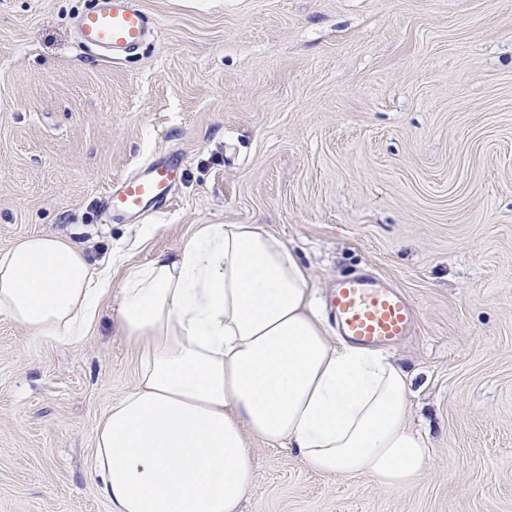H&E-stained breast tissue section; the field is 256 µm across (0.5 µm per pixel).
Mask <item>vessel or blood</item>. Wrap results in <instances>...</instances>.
<instances>
[{
	"label": "vessel or blood",
	"instance_id": "obj_1",
	"mask_svg": "<svg viewBox=\"0 0 512 512\" xmlns=\"http://www.w3.org/2000/svg\"><path fill=\"white\" fill-rule=\"evenodd\" d=\"M77 46L112 62L135 54L158 28L136 0H94L75 20ZM175 165L156 158L117 179L103 198L116 219H140L171 201ZM339 336L364 348H393L412 336L418 316L403 291L370 270L337 279L328 295Z\"/></svg>",
	"mask_w": 512,
	"mask_h": 512
}]
</instances>
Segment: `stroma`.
Segmentation results:
<instances>
[{"label":"stroma","instance_id":"obj_1","mask_svg":"<svg viewBox=\"0 0 512 512\" xmlns=\"http://www.w3.org/2000/svg\"><path fill=\"white\" fill-rule=\"evenodd\" d=\"M89 2L0 0V253L56 233L137 265L262 224L321 310L373 270L418 309L392 353L429 469L389 490L253 437L240 512H512V0H138L159 33L115 63L78 49ZM158 156L172 202L106 222L112 181ZM118 305L74 344L0 316V512H109L94 425L137 361Z\"/></svg>","mask_w":512,"mask_h":512}]
</instances>
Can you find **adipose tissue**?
<instances>
[{
	"label": "adipose tissue",
	"instance_id": "1",
	"mask_svg": "<svg viewBox=\"0 0 512 512\" xmlns=\"http://www.w3.org/2000/svg\"><path fill=\"white\" fill-rule=\"evenodd\" d=\"M114 290L138 362L135 388L95 426L91 473L111 512H238L251 435L385 488L413 490L427 471L408 372L330 341L306 269L263 225H196L117 282L61 234L0 254V315L37 338L84 339Z\"/></svg>",
	"mask_w": 512,
	"mask_h": 512
}]
</instances>
